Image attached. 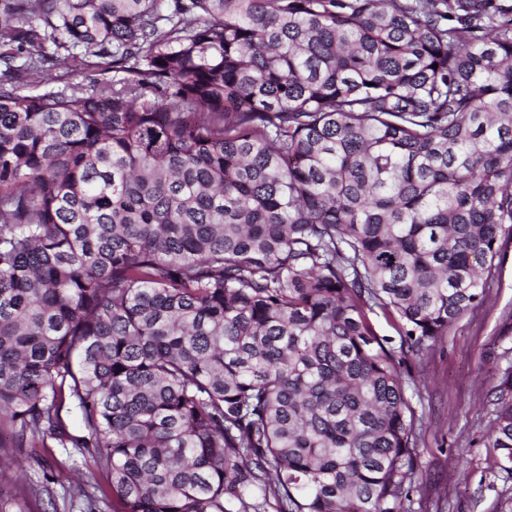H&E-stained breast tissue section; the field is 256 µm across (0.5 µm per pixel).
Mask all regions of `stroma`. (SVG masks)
I'll return each mask as SVG.
<instances>
[{
	"label": "stroma",
	"mask_w": 512,
	"mask_h": 512,
	"mask_svg": "<svg viewBox=\"0 0 512 512\" xmlns=\"http://www.w3.org/2000/svg\"><path fill=\"white\" fill-rule=\"evenodd\" d=\"M500 272L481 309L466 313L445 336L405 353L406 396L415 412L418 483L402 512H512V474L500 469L490 442L493 392L512 364V237L502 239ZM54 475L50 501H63L91 470L74 448L30 449L21 474L7 472L0 497L11 499L14 479L38 484Z\"/></svg>",
	"instance_id": "35a3bbf8"
}]
</instances>
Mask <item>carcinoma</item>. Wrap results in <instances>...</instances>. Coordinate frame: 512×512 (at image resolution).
I'll list each match as a JSON object with an SVG mask.
<instances>
[{
	"mask_svg": "<svg viewBox=\"0 0 512 512\" xmlns=\"http://www.w3.org/2000/svg\"><path fill=\"white\" fill-rule=\"evenodd\" d=\"M506 234L512 0H0V436L92 462L81 512H400L369 314L421 351Z\"/></svg>",
	"mask_w": 512,
	"mask_h": 512,
	"instance_id": "carcinoma-1",
	"label": "carcinoma"
}]
</instances>
